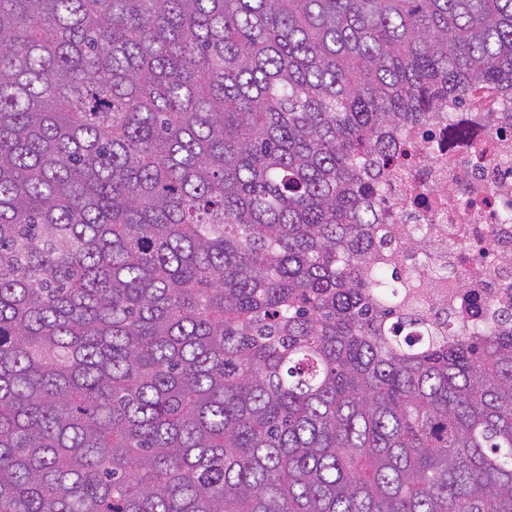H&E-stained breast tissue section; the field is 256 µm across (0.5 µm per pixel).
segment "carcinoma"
<instances>
[{
  "instance_id": "1",
  "label": "carcinoma",
  "mask_w": 512,
  "mask_h": 512,
  "mask_svg": "<svg viewBox=\"0 0 512 512\" xmlns=\"http://www.w3.org/2000/svg\"><path fill=\"white\" fill-rule=\"evenodd\" d=\"M489 94L512 0H0V512H512L376 196Z\"/></svg>"
}]
</instances>
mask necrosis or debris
<instances>
[{
	"mask_svg": "<svg viewBox=\"0 0 512 512\" xmlns=\"http://www.w3.org/2000/svg\"><path fill=\"white\" fill-rule=\"evenodd\" d=\"M511 121L512 113L495 105L431 113L425 126L407 133L421 147L411 173L382 175L390 241L399 245L417 225L425 226L427 248L408 262L420 275L435 274L426 301L452 318L468 298L489 311L512 306V224L503 219L512 211V135L503 132ZM453 122L473 137L497 139V151L476 161L469 146L449 149Z\"/></svg>",
	"mask_w": 512,
	"mask_h": 512,
	"instance_id": "necrosis-or-debris-1",
	"label": "necrosis or debris"
}]
</instances>
